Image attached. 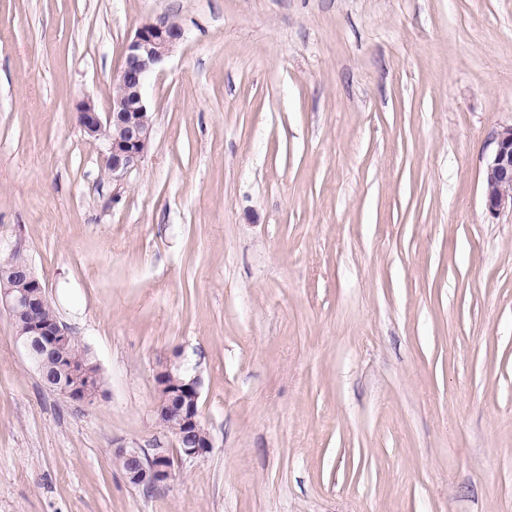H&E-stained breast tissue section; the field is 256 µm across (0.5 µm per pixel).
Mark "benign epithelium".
Segmentation results:
<instances>
[{"instance_id": "1", "label": "benign epithelium", "mask_w": 512, "mask_h": 512, "mask_svg": "<svg viewBox=\"0 0 512 512\" xmlns=\"http://www.w3.org/2000/svg\"><path fill=\"white\" fill-rule=\"evenodd\" d=\"M183 29L163 17L139 26L124 50L125 60L116 78L120 94L110 108L99 111L89 100L76 105L78 123L89 138L103 144L104 165L112 182L119 185L136 170L149 149L153 127L144 89L149 76L177 48ZM496 148L484 175V202L489 213L512 211V125L497 132ZM47 301L45 288L32 265L15 268L0 276V309L17 324L21 343L43 382L73 402L91 404L97 398L99 369L88 360L76 362L61 349L71 333L58 320L42 315ZM156 418L164 427L171 447L148 454L140 448L119 446L114 453L128 461L127 481L145 489L167 484L184 458H198L212 448L209 432L201 422L198 400L201 379L179 368L162 366L155 376Z\"/></svg>"}]
</instances>
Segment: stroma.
Wrapping results in <instances>:
<instances>
[{"label":"stroma","mask_w":512,"mask_h":512,"mask_svg":"<svg viewBox=\"0 0 512 512\" xmlns=\"http://www.w3.org/2000/svg\"><path fill=\"white\" fill-rule=\"evenodd\" d=\"M184 39L145 87L120 186L107 111L143 23ZM512 0H0V239L98 365L48 389L0 311V512H512ZM166 363L213 446L149 492ZM495 142L484 175V202L492 215L512 212V125L498 131Z\"/></svg>","instance_id":"stroma-1"}]
</instances>
